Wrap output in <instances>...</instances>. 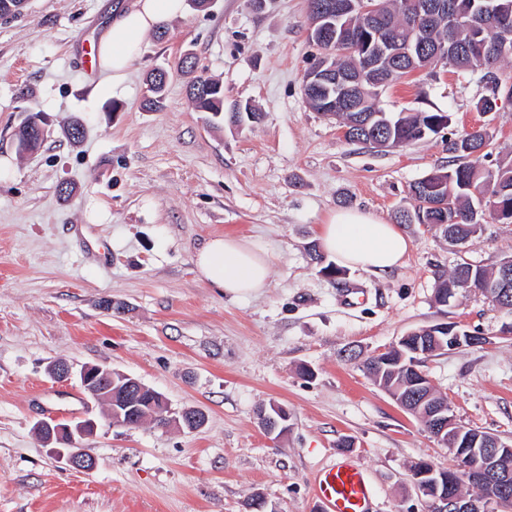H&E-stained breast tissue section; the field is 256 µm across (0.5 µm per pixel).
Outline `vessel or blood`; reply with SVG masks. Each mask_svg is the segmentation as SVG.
Returning a JSON list of instances; mask_svg holds the SVG:
<instances>
[{
    "mask_svg": "<svg viewBox=\"0 0 512 512\" xmlns=\"http://www.w3.org/2000/svg\"><path fill=\"white\" fill-rule=\"evenodd\" d=\"M324 512H372L374 487L364 468L343 458L323 468L315 480Z\"/></svg>",
    "mask_w": 512,
    "mask_h": 512,
    "instance_id": "vessel-or-blood-1",
    "label": "vessel or blood"
}]
</instances>
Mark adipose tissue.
Listing matches in <instances>:
<instances>
[{"instance_id":"1","label":"adipose tissue","mask_w":512,"mask_h":512,"mask_svg":"<svg viewBox=\"0 0 512 512\" xmlns=\"http://www.w3.org/2000/svg\"><path fill=\"white\" fill-rule=\"evenodd\" d=\"M184 0H133L104 29L92 50L107 81L100 90L111 94L140 56L145 39L164 23L181 17ZM319 244L339 265L382 277L402 265L410 239L397 225L353 208L330 212L319 229ZM201 277L238 298L268 288L271 264L256 243L233 235L209 239L197 251Z\"/></svg>"}]
</instances>
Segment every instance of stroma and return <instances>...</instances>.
<instances>
[{
	"label": "stroma",
	"mask_w": 512,
	"mask_h": 512,
	"mask_svg": "<svg viewBox=\"0 0 512 512\" xmlns=\"http://www.w3.org/2000/svg\"><path fill=\"white\" fill-rule=\"evenodd\" d=\"M29 0L0 18V512H322L318 472L356 459L376 489L373 512H425L410 469L448 468L453 454L364 371V360L408 331L439 323L478 330L484 344L428 358L424 368L457 423L512 441V313L467 291L436 303L439 274L457 262L495 267L512 254V224L484 219L465 252L439 231L402 225L412 248L377 277L341 282L308 257L324 218L357 207L387 223L414 201L411 184L447 166L449 134L487 128L486 167L512 159V102L484 113L478 76L436 66L394 82L388 112L449 113L446 131L386 150L346 140L312 110L302 84L317 48L306 0H212L148 36L125 81L99 95L89 51L117 4ZM224 85V103L262 119L213 127L186 93L185 53ZM170 78L161 109L143 107L147 74ZM51 132L35 154L15 133L27 112ZM84 122L72 143L63 126ZM267 248L268 288L230 298L198 274L207 239ZM122 312L103 309V300ZM104 365L163 393L173 410L207 416L198 431L109 425L104 406L50 365ZM309 368L312 378L299 374ZM290 413L265 435L257 411ZM91 418L82 450L93 473L60 461L39 420Z\"/></svg>",
	"instance_id": "1"
}]
</instances>
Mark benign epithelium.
<instances>
[{
    "instance_id": "benign-epithelium-1",
    "label": "benign epithelium",
    "mask_w": 512,
    "mask_h": 512,
    "mask_svg": "<svg viewBox=\"0 0 512 512\" xmlns=\"http://www.w3.org/2000/svg\"><path fill=\"white\" fill-rule=\"evenodd\" d=\"M352 8L350 0H323L312 7L315 20L309 23L307 35L309 41L318 44L336 37V22ZM363 44V60L370 64L375 59L409 60L414 61L416 55L422 53L420 45H402L392 39L382 37L376 33L361 38ZM354 79L336 72V60L325 53L317 57L313 67L309 68L304 77L303 90L312 92L327 85L336 87L337 95L326 106L328 114L334 116L338 112L352 109ZM503 269L507 270V277L487 291L488 299L502 302L509 291V278L512 277V256L500 261ZM439 346L438 352L457 349L474 343L471 333L461 332L456 326L442 323L431 331L426 337L423 351L417 355H430L429 343ZM77 375L82 391L91 398L102 402L106 406L110 422L114 425H126L130 416V406L135 404L137 396L150 390V387L141 380L128 379V375L120 374L110 368L100 365H87ZM276 414L262 413L260 424L268 434L284 431L288 428L289 412L284 406L275 407ZM433 435L445 444L460 446L464 456L459 458L458 464L467 472V480L479 489V495L468 497L461 494H448L442 485V477L436 476V468L423 466L413 473V484L417 491L430 492L431 512H480L479 504L486 499L495 500L503 506H511L512 501L507 499L503 490L508 485L509 473H501L500 460L508 453H512V443H506L492 435L480 434L462 435V429L456 424L451 406L439 404L430 415ZM98 425L91 419L83 420H41L37 423L39 436L53 437L67 434L71 437L84 439L95 434ZM58 457L65 460L67 465L85 473L97 468L95 458L82 454L74 448L56 449Z\"/></svg>"
}]
</instances>
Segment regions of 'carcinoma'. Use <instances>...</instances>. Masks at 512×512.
<instances>
[{
  "label": "carcinoma",
  "mask_w": 512,
  "mask_h": 512,
  "mask_svg": "<svg viewBox=\"0 0 512 512\" xmlns=\"http://www.w3.org/2000/svg\"><path fill=\"white\" fill-rule=\"evenodd\" d=\"M380 6L376 16L370 17L357 10L346 13L337 25V34L347 31L355 33L367 29L374 22L394 32L403 42L424 44L423 54L417 64L426 68L433 64L452 67L461 75L481 73L480 80L488 95L479 101L480 110L486 112L497 106V101L512 99V76L504 75V65L512 62V38L504 42L499 39L496 26L489 20L494 16L508 20L512 26V0H372ZM429 4L431 19L419 29L407 22V11L420 4ZM344 53L336 55V67L352 71L362 64L360 53L354 44L341 38ZM401 61L383 60L375 68V74L365 73L355 84L356 108L339 115L342 125L349 127L352 142L373 144V140L386 135L391 144L403 147L435 135V124L448 117L446 112L414 111L387 112L378 105L379 98L391 82L402 76ZM146 106L157 109L162 106L166 83L155 82L149 77ZM187 92L200 112H208L214 118H229V122L248 123L259 120V113L251 111L225 113L223 85L202 74L189 81ZM491 135L483 127L448 138V154L460 163L447 169H438L428 175L426 191L422 182L410 185L415 200L414 210L399 214L401 224L447 225L461 239L471 240L477 232L476 225L483 220L474 190L489 188L495 207V221L512 224V160L489 169L483 165L488 156L485 149L490 145ZM310 261L320 266V272L328 277L343 275L340 267L325 262L324 254L316 245L308 249ZM500 279V268L488 270L482 266L462 261L453 271L438 278L435 292L450 291L448 298L464 288L485 291V287ZM414 358L408 342L396 343L381 359L370 357L365 361L366 370L379 382L399 395L416 390L413 377L407 369ZM162 401L156 396L143 398L135 412L136 424L148 415L158 414Z\"/></svg>",
  "instance_id": "cac0c4a2"
}]
</instances>
